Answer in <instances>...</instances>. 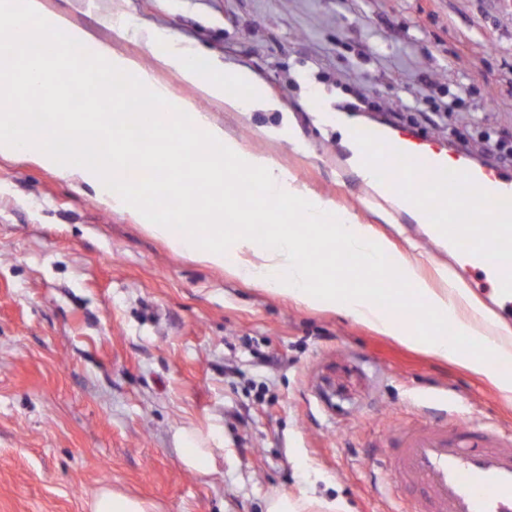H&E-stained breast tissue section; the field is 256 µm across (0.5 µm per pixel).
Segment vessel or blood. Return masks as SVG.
I'll list each match as a JSON object with an SVG mask.
<instances>
[{
	"label": "vessel or blood",
	"instance_id": "vessel-or-blood-1",
	"mask_svg": "<svg viewBox=\"0 0 512 512\" xmlns=\"http://www.w3.org/2000/svg\"><path fill=\"white\" fill-rule=\"evenodd\" d=\"M388 146L419 162L423 178L448 167L468 172L485 191L512 198V177L475 165L462 151L428 141L414 132L366 125ZM467 276L500 288L505 266L458 252ZM396 481L421 487L424 512H512V437L497 428H473L445 416L409 425L397 433L388 465Z\"/></svg>",
	"mask_w": 512,
	"mask_h": 512
}]
</instances>
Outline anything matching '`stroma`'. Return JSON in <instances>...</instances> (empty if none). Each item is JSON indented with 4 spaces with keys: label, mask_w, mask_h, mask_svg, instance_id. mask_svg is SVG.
<instances>
[{
    "label": "stroma",
    "mask_w": 512,
    "mask_h": 512,
    "mask_svg": "<svg viewBox=\"0 0 512 512\" xmlns=\"http://www.w3.org/2000/svg\"><path fill=\"white\" fill-rule=\"evenodd\" d=\"M44 2L416 258L433 287L452 257L356 174L338 105L366 101L353 124L414 129L512 173L479 138L512 146V0ZM112 18L250 72L276 110L200 97L145 42L116 39ZM463 78V111L430 121ZM416 96V114L391 111ZM430 395L461 399L462 423L512 432V402L485 376L172 252L91 188L0 157V512H89L104 488L156 512H265L271 490L307 487L349 512H412L421 488L375 485L391 437L428 417ZM180 426L221 428L228 455L186 470Z\"/></svg>",
    "instance_id": "35a3bbf8"
}]
</instances>
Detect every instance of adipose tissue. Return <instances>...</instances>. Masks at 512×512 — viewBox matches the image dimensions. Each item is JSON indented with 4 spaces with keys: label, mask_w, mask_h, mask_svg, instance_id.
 Wrapping results in <instances>:
<instances>
[{
    "label": "adipose tissue",
    "mask_w": 512,
    "mask_h": 512,
    "mask_svg": "<svg viewBox=\"0 0 512 512\" xmlns=\"http://www.w3.org/2000/svg\"><path fill=\"white\" fill-rule=\"evenodd\" d=\"M157 61L196 84L209 98L225 99L240 111L271 110L270 99L251 93L248 101L225 98L224 82L251 84L244 71L229 72L216 63L200 66L195 53L156 39ZM93 47L105 71L130 76L129 91L153 101H166L163 87L130 58L116 54L111 45L92 43L88 32L65 16L46 10L43 0H0V155L27 153L38 165L94 189L111 209L137 212L142 198L153 192L160 170H173V194L164 196L155 210L144 216L145 225L171 249L197 255L206 263L227 269L257 287L288 296L307 305H322L362 321L377 332L440 359L489 374L488 359L512 356V332L473 306L464 289L451 283L433 288L405 255L389 250L371 226L306 195L287 181L266 157L246 152L208 124L189 104L172 105L163 124L152 130L151 144L126 141L123 152L104 160H80L59 148L64 131L51 114L32 125L19 101L33 97L42 79L62 77L71 62L65 49ZM222 144L220 154L205 152L206 143ZM138 160L139 188L131 193L117 188L122 180V155ZM257 175L261 193L248 198L233 233L224 231V212L237 192L238 168ZM325 244L317 258L306 253V233ZM365 262V278L352 285L344 264L350 254ZM389 261L395 278L380 282L377 272ZM451 322L453 337L432 332L433 324ZM184 468L205 471L224 438L215 430L181 427L176 431ZM339 499L307 492L292 495L270 491L266 512H343Z\"/></svg>",
    "instance_id": "1"
}]
</instances>
